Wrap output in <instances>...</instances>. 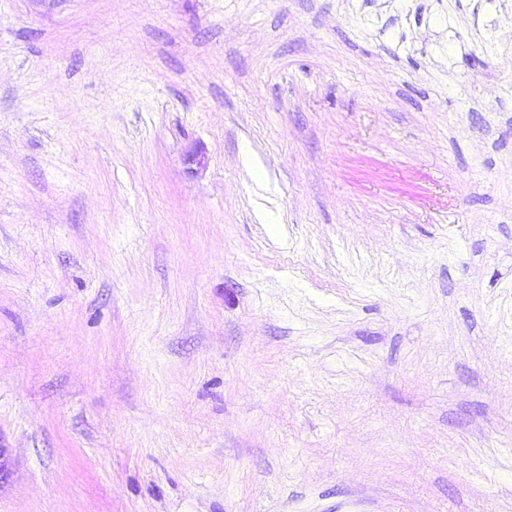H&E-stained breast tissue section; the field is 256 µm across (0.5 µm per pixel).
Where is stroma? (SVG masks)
<instances>
[{
    "instance_id": "1",
    "label": "stroma",
    "mask_w": 512,
    "mask_h": 512,
    "mask_svg": "<svg viewBox=\"0 0 512 512\" xmlns=\"http://www.w3.org/2000/svg\"><path fill=\"white\" fill-rule=\"evenodd\" d=\"M0 512H512V0H0Z\"/></svg>"
}]
</instances>
